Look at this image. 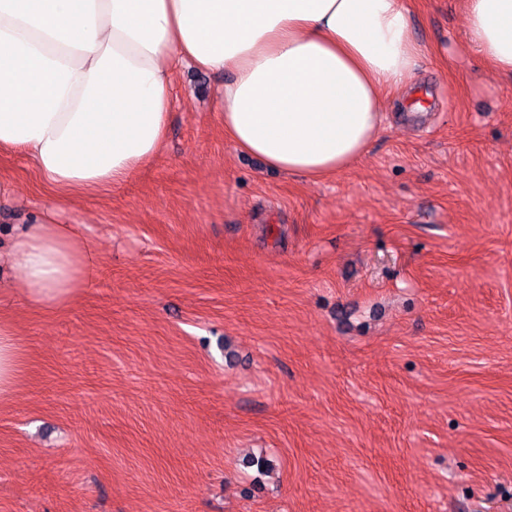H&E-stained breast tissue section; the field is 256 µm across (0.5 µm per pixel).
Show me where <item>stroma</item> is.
Returning <instances> with one entry per match:
<instances>
[{
  "instance_id": "35a3bbf8",
  "label": "stroma",
  "mask_w": 512,
  "mask_h": 512,
  "mask_svg": "<svg viewBox=\"0 0 512 512\" xmlns=\"http://www.w3.org/2000/svg\"><path fill=\"white\" fill-rule=\"evenodd\" d=\"M407 5L424 53L336 176L237 150L192 65L121 185L59 208L0 154V246L53 207L99 253L53 310L0 261V512H512V76L464 0ZM26 353L8 321H0V404L10 402L18 390Z\"/></svg>"
}]
</instances>
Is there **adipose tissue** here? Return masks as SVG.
I'll return each instance as SVG.
<instances>
[{"mask_svg":"<svg viewBox=\"0 0 512 512\" xmlns=\"http://www.w3.org/2000/svg\"><path fill=\"white\" fill-rule=\"evenodd\" d=\"M466 34L512 73V0H465ZM406 0H0V152L24 155L67 200L123 182L165 139L183 62L225 74L218 118L242 152L324 179L377 137L384 89L421 55ZM7 255L29 304L60 308L90 283L97 250L52 216L23 223ZM26 353L0 321V404Z\"/></svg>","mask_w":512,"mask_h":512,"instance_id":"adipose-tissue-1","label":"adipose tissue"}]
</instances>
